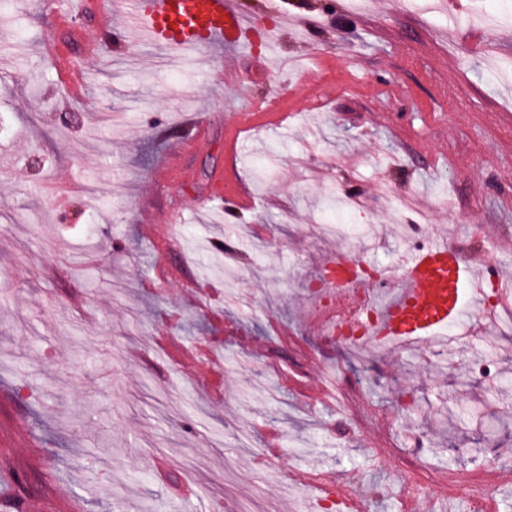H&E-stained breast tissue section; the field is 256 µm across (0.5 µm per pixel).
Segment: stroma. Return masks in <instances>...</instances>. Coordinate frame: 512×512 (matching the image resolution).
<instances>
[{
    "instance_id": "obj_1",
    "label": "stroma",
    "mask_w": 512,
    "mask_h": 512,
    "mask_svg": "<svg viewBox=\"0 0 512 512\" xmlns=\"http://www.w3.org/2000/svg\"><path fill=\"white\" fill-rule=\"evenodd\" d=\"M239 3L248 23L219 51L114 39L97 21L121 24L113 0L66 27V0L0 14V510L289 512L326 495L471 512L460 476L512 479V336L493 313L397 349L306 323L337 251L379 268L412 253L403 194L428 208L415 241L479 243L512 271V0ZM298 16L309 32L284 27ZM90 40L73 98L41 47ZM269 111L280 126L226 144L237 114ZM196 125L190 179L161 180ZM232 149L249 209L219 195ZM414 481L432 497L406 496Z\"/></svg>"
}]
</instances>
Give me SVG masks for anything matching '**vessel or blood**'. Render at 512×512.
Listing matches in <instances>:
<instances>
[{"mask_svg":"<svg viewBox=\"0 0 512 512\" xmlns=\"http://www.w3.org/2000/svg\"><path fill=\"white\" fill-rule=\"evenodd\" d=\"M129 28L160 47L186 48L230 40L246 23L238 0H120ZM195 147L194 140L174 146L163 179H188L181 156ZM334 278L325 282L329 294L369 298L376 310L370 334L389 344L418 343L445 335L469 319L478 304L487 277L498 276L492 265L476 266L446 239L438 238L416 250L385 276L394 292L383 296L366 282L356 261L338 252L330 261Z\"/></svg>","mask_w":512,"mask_h":512,"instance_id":"vessel-or-blood-1","label":"vessel or blood"}]
</instances>
